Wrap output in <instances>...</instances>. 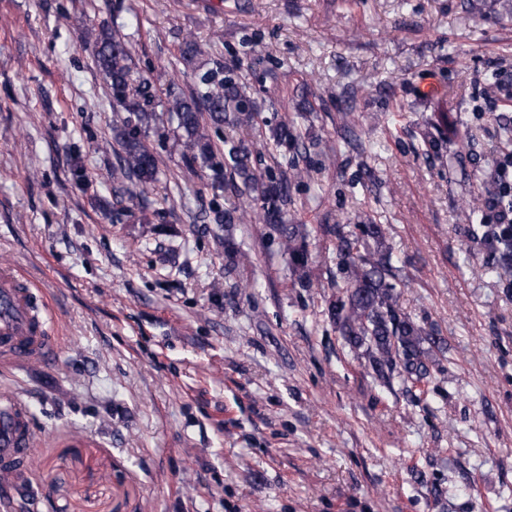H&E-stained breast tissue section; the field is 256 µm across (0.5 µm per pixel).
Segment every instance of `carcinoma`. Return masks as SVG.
<instances>
[{"instance_id": "1", "label": "carcinoma", "mask_w": 512, "mask_h": 512, "mask_svg": "<svg viewBox=\"0 0 512 512\" xmlns=\"http://www.w3.org/2000/svg\"><path fill=\"white\" fill-rule=\"evenodd\" d=\"M95 64L117 101L125 105L127 116L120 120L116 139L120 151L112 175L134 182L145 189L159 180L158 159L146 143L151 123L158 120L149 110L145 82H134L129 66V52L119 37L101 32L96 38ZM201 89L189 99L174 96L166 103L170 119L185 137L183 162L189 169L206 166L224 174V185L238 196L247 195L256 207V216L280 239L282 255L288 259L293 285L313 287L304 224H287L283 205L286 186L272 173L261 176L239 161L238 148L231 144L218 157L204 134L202 113L217 125L233 127L252 125L260 115L231 74L206 71L200 75ZM274 141L296 147L300 135L288 122L271 128ZM214 221L226 230L245 220L237 207L213 211ZM336 240V255L343 273L342 282L334 283L336 299L329 302L327 313L354 356L371 368L376 383L392 386L398 378L404 384L418 386L431 376L437 354L443 352L442 338L434 330L416 324L399 304V277L392 253L383 241L377 224H356L348 233L339 224L326 228ZM482 240L497 256L489 273L501 280L512 278V228L501 224L485 225Z\"/></svg>"}]
</instances>
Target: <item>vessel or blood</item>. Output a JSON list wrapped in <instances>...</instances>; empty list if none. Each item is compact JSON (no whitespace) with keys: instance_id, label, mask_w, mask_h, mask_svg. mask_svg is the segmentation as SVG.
I'll return each instance as SVG.
<instances>
[{"instance_id":"b4317fda","label":"vessel or blood","mask_w":512,"mask_h":512,"mask_svg":"<svg viewBox=\"0 0 512 512\" xmlns=\"http://www.w3.org/2000/svg\"><path fill=\"white\" fill-rule=\"evenodd\" d=\"M57 348L49 336L28 289L9 272L0 273V363H48ZM35 426L28 405L15 396L0 395V500L17 485Z\"/></svg>"}]
</instances>
